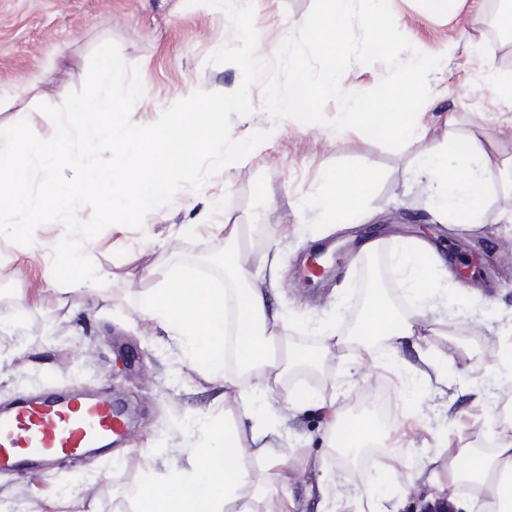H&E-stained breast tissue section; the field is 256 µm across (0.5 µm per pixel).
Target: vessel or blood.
Here are the masks:
<instances>
[{
  "label": "vessel or blood",
  "instance_id": "b4317fda",
  "mask_svg": "<svg viewBox=\"0 0 512 512\" xmlns=\"http://www.w3.org/2000/svg\"><path fill=\"white\" fill-rule=\"evenodd\" d=\"M130 435V411L111 390L46 388L0 406V474H41L65 459H102Z\"/></svg>",
  "mask_w": 512,
  "mask_h": 512
}]
</instances>
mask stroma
I'll return each instance as SVG.
<instances>
[{"mask_svg": "<svg viewBox=\"0 0 512 512\" xmlns=\"http://www.w3.org/2000/svg\"><path fill=\"white\" fill-rule=\"evenodd\" d=\"M313 0H257L254 22L258 56L272 62L292 37ZM399 30L421 52L442 56L430 75V97L420 111L419 135L390 149L359 131H338L324 107L326 123L276 120L263 109V88L254 84L252 114L232 116L233 137L259 130L270 138L247 157L208 180L201 190L182 187L172 202L150 212L142 228L111 225L86 249L101 284L75 289L53 272V247L62 223L39 226L41 247L23 250L0 237V403L21 392L47 387H110L134 410L131 436L100 463L66 462L54 472L24 477L0 475V512H134L136 494L163 465L184 466L189 441L205 420L241 416L235 390L205 379L180 361L164 336L145 332L138 304L151 283L149 266L167 261L223 279V224L248 230L244 259L262 280L259 256L278 252L282 282L273 302L296 324L292 338L305 347L321 343L324 324L343 326L359 294V242L423 238L443 256L447 280L423 290L417 309L432 334L427 346L439 363L447 389L396 366L384 349L364 354L337 347L319 371L296 370L277 388L279 408L298 389L316 396L287 422L283 492L293 512H326L318 489L321 470L336 479V512H364L368 494L392 512H425L428 487L412 488L417 463L449 441L478 445L498 431L497 408L507 393L494 370L512 325V195L501 182L486 194L484 221L462 230L437 218L431 191L418 172V156L448 137L449 117L457 130L487 139L497 158L512 157V101L498 96L496 78L512 75V39H491L488 26L503 20L491 0H460L452 15L429 11L425 0H390ZM230 39L227 14L185 0H0V129L28 120L37 134L55 131L40 104L61 105L83 87L95 49L115 42L123 60L138 66L146 93L133 106V124L147 125L160 111L194 90L230 92L241 83L233 64L210 56ZM368 169L376 181L350 224L327 223L317 208L295 210L293 201L316 196L331 169ZM347 251L332 274L304 281L300 259L324 243ZM394 404L392 422L378 430L406 457L380 454L368 467L341 460L329 446V410L353 420L368 418L376 389ZM390 467L378 489L369 471Z\"/></svg>", "mask_w": 512, "mask_h": 512, "instance_id": "stroma-1", "label": "stroma"}]
</instances>
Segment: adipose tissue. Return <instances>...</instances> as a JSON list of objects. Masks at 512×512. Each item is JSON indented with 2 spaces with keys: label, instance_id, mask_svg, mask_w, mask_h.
I'll return each mask as SVG.
<instances>
[{
  "label": "adipose tissue",
  "instance_id": "ef3b65f1",
  "mask_svg": "<svg viewBox=\"0 0 512 512\" xmlns=\"http://www.w3.org/2000/svg\"><path fill=\"white\" fill-rule=\"evenodd\" d=\"M452 156L457 159L453 167L448 164ZM419 168L436 184L434 209L439 217L465 229L480 226L485 189L501 168L485 153L477 136L455 137L442 148L424 151ZM373 184V175L364 170L327 173L314 204L330 222H348ZM242 235L241 225H225L224 287L197 281L193 271L166 262L147 271L153 286L141 298V320L174 340L183 361L205 378L236 388L240 373L245 372L254 385L271 393L286 371L315 370L326 350L353 342L367 350L382 341L396 353L409 347L424 366L435 368L419 313L396 312L379 292L369 300L354 335L326 325L320 330V348L292 350L284 360L273 355V342L287 335L291 325L269 303L264 290L248 286V270L239 257ZM396 260L417 291L443 263L430 244L417 238L400 241ZM210 431L212 445L188 448V466L167 468L141 486L137 512H253L260 487L283 486L285 461L280 449L269 442L266 428L242 419H217ZM491 442L488 451L470 445L438 449L430 460V500L465 485L473 490L470 512H512V431L495 433ZM253 446L264 461L258 477L240 463Z\"/></svg>",
  "mask_w": 512,
  "mask_h": 512
}]
</instances>
